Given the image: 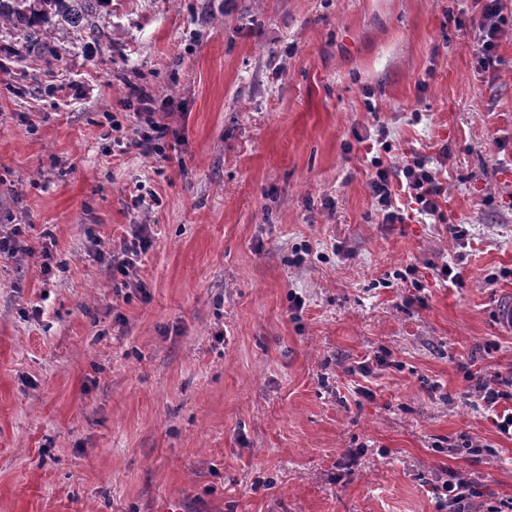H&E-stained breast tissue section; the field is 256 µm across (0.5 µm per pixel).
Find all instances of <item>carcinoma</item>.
I'll return each instance as SVG.
<instances>
[{"instance_id":"carcinoma-1","label":"carcinoma","mask_w":512,"mask_h":512,"mask_svg":"<svg viewBox=\"0 0 512 512\" xmlns=\"http://www.w3.org/2000/svg\"><path fill=\"white\" fill-rule=\"evenodd\" d=\"M102 4L104 0H0V22L19 27L32 52L52 57L54 50L46 42L50 33L65 36L79 29L91 39L98 37L90 17Z\"/></svg>"}]
</instances>
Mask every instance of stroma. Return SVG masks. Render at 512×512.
Segmentation results:
<instances>
[{
  "label": "stroma",
  "mask_w": 512,
  "mask_h": 512,
  "mask_svg": "<svg viewBox=\"0 0 512 512\" xmlns=\"http://www.w3.org/2000/svg\"><path fill=\"white\" fill-rule=\"evenodd\" d=\"M480 11L109 0L51 63L0 23V512H438L450 469L512 512V439L463 398L512 370V33L477 71ZM383 130L442 159V219L381 223ZM140 224L128 275L96 261ZM141 111L137 112L138 115L144 114L147 116L148 130L140 132L139 139L132 142V146L136 148H143L144 151L160 152V145L158 141H162L168 134L169 127L160 122L154 121L151 117L157 110H163V102L159 104L155 99L143 98L141 99Z\"/></svg>",
  "instance_id": "1"
}]
</instances>
